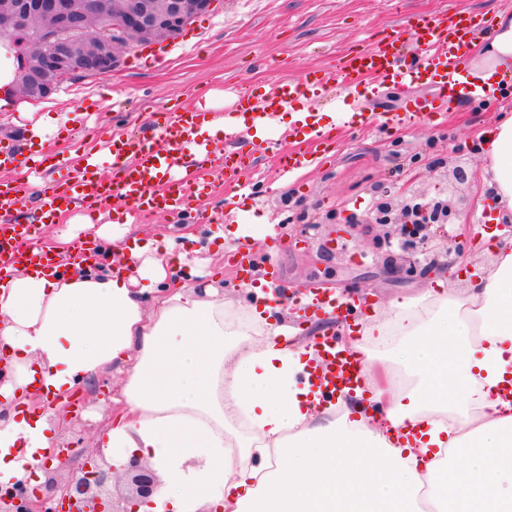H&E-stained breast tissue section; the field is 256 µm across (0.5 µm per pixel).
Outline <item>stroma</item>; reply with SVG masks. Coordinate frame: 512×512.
I'll use <instances>...</instances> for the list:
<instances>
[{"label":"stroma","mask_w":512,"mask_h":512,"mask_svg":"<svg viewBox=\"0 0 512 512\" xmlns=\"http://www.w3.org/2000/svg\"><path fill=\"white\" fill-rule=\"evenodd\" d=\"M503 0H220L215 10L194 18L177 38L159 43L161 64L144 66L134 50L119 53L120 64L106 77H76L38 101L37 112L55 123L43 140L28 138L16 122L17 110H0V140L31 152L54 153L79 142L87 119L102 137L142 133L162 111L192 107L208 91L227 94L264 91L283 78L329 70L339 58L372 49L391 31L402 30L408 16L445 10L477 11L495 17ZM431 87L391 90L383 83L350 88L337 81L309 101L312 111H340L343 99L356 101L362 122L346 124L318 163L296 178L278 168L273 153H259L257 173L248 193L230 196L224 171L213 164V193L184 221L162 213L146 217L141 238L186 242L200 235L199 281H218L225 302L238 309L253 305L256 292H274L282 304L274 321L287 327L292 344L314 342L315 328L347 336L364 317L391 315L392 303L424 293L435 270L450 266L452 288L463 287L474 273L494 267L495 256L481 244L490 217L496 216L492 193L481 172L480 134L498 119L512 116V90L500 101L475 103L462 97L431 124L415 119L393 122L405 102L427 96ZM464 170L467 181L456 180ZM394 205H451L446 223L430 225V238L452 244L449 256L424 250L419 241L401 236L396 226L376 225L381 201ZM224 224H266L271 232L257 239L225 238L210 224L211 213ZM336 224H354L351 236L334 238ZM253 251L254 278L260 289L244 287L227 258L241 245ZM322 289L349 300L346 317L306 311L284 292ZM124 377L108 371L93 382H78L83 397L75 425L60 435L77 448H93L108 414L109 389Z\"/></svg>","instance_id":"obj_1"}]
</instances>
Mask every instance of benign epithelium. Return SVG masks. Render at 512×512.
<instances>
[{
  "mask_svg": "<svg viewBox=\"0 0 512 512\" xmlns=\"http://www.w3.org/2000/svg\"><path fill=\"white\" fill-rule=\"evenodd\" d=\"M121 26L88 36V12L104 4L88 0H0V38L14 42V34L26 28L30 16L48 19L36 41L47 53L37 62L18 53L23 66V97L48 98L66 76L104 77L116 67L118 48L131 37L157 40L176 38L180 29L213 10L215 0H125ZM45 484L59 490L45 496L30 492V479L0 488V512H128L121 503L147 499L159 485L146 464L119 473L100 463L92 452H78L69 445L50 449L42 465Z\"/></svg>",
  "mask_w": 512,
  "mask_h": 512,
  "instance_id": "benign-epithelium-1",
  "label": "benign epithelium"
}]
</instances>
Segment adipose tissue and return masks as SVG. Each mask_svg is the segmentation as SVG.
<instances>
[{
  "label": "adipose tissue",
  "instance_id": "adipose-tissue-1",
  "mask_svg": "<svg viewBox=\"0 0 512 512\" xmlns=\"http://www.w3.org/2000/svg\"><path fill=\"white\" fill-rule=\"evenodd\" d=\"M481 77L512 70V15L499 14L481 56ZM484 181L512 213V116L484 131ZM124 252H103L68 273L32 266L0 284V346L16 372L0 386L12 401L37 387L59 397L75 378L113 368L126 376L97 446L113 467L148 464L160 479L136 512H512V240L469 282L465 313L424 316L428 290L372 317L351 350L373 337H405L400 356L422 383L403 388L367 365L361 391L321 405L305 374L314 347L279 341L273 294L231 315L220 288L173 280L186 252L173 242H135L131 221L97 228ZM154 297L146 307L145 294ZM55 407L0 423V483L29 476L59 441Z\"/></svg>",
  "mask_w": 512,
  "mask_h": 512
}]
</instances>
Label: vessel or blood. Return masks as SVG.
Returning a JSON list of instances; mask_svg holds the SVG:
<instances>
[{"label":"vessel or blood","mask_w":512,"mask_h":512,"mask_svg":"<svg viewBox=\"0 0 512 512\" xmlns=\"http://www.w3.org/2000/svg\"><path fill=\"white\" fill-rule=\"evenodd\" d=\"M484 20L465 19L440 13L408 24L405 35H393L378 42L371 50L344 59L338 68L310 72L296 79H282L270 88L261 104L249 100L238 102L237 111L260 119L287 111L311 90L334 80L356 84L366 77L393 85L429 83L437 87L436 97H420L407 103L406 115L432 121L435 113L447 111L459 96L472 101L487 102L494 96L491 88L461 82L466 50L474 45L479 34L486 32ZM412 37L417 48L416 59L405 57L404 39ZM203 114L199 107L165 113L155 122L156 140L137 137H115L103 141L100 149L112 158L111 173H104L97 150L85 149L76 175L65 172L66 160L56 154L24 153L12 143H0V169H22L30 174L44 171L59 172V179L45 186L38 197H31L27 184L0 183V211L23 212L29 204H37L43 223H56L63 206L80 203L90 218H98L114 211H124L142 220L153 212H165L172 217L191 213L194 203L212 190L206 165L217 161L224 166V182L238 184L242 177L255 168L252 153L228 147L223 140H197L194 136L197 119ZM291 138L293 150L281 157V165L288 170L305 168L317 161L316 152L309 143L324 142L325 135L316 124L301 125ZM165 149H158V142ZM193 147L204 163L186 173H179V156L186 147ZM35 225L20 223L0 224V282L31 265L47 269L58 266L56 259L46 252L23 248L27 239H35ZM321 357L322 375L319 385L328 394H336L338 387H360L365 369L362 356L356 352L337 350L331 336L316 341Z\"/></svg>","instance_id":"obj_1"}]
</instances>
